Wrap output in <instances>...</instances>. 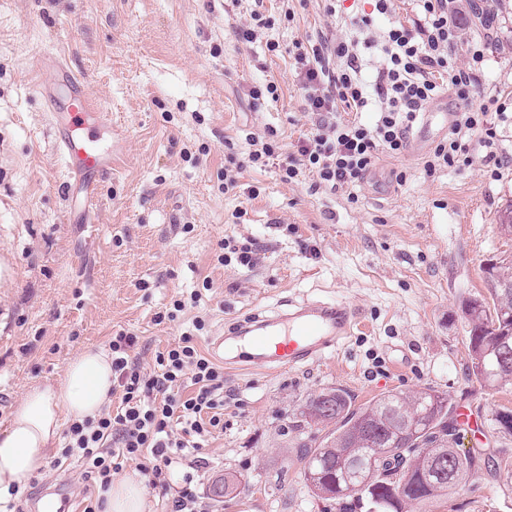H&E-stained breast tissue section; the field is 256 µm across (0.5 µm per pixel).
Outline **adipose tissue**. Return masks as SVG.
Returning a JSON list of instances; mask_svg holds the SVG:
<instances>
[{
  "label": "adipose tissue",
  "mask_w": 512,
  "mask_h": 512,
  "mask_svg": "<svg viewBox=\"0 0 512 512\" xmlns=\"http://www.w3.org/2000/svg\"><path fill=\"white\" fill-rule=\"evenodd\" d=\"M111 357L88 348L65 367L61 379L25 392L10 424L0 432V493L44 467L64 418L96 417L110 403ZM142 477L128 473L112 484L105 512H149Z\"/></svg>",
  "instance_id": "ef3b65f1"
}]
</instances>
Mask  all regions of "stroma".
<instances>
[{"label":"stroma","mask_w":512,"mask_h":512,"mask_svg":"<svg viewBox=\"0 0 512 512\" xmlns=\"http://www.w3.org/2000/svg\"><path fill=\"white\" fill-rule=\"evenodd\" d=\"M464 36L456 55L485 46L483 95L446 93L419 150L380 154L353 190L316 186L309 173L288 183L278 166L236 172L223 191L227 156L245 157L246 134L276 131L284 151L315 130L295 78V45L345 37L371 15L418 19L414 0H394L391 17L369 0H0V430L30 387L60 379L87 347L137 336L150 367L156 352L207 320L201 347L254 311L279 300L340 301L364 322L334 353L308 367L224 369V432L205 448L200 491L237 477L217 512H338L303 477L305 448L323 433L303 423L306 401L326 388L356 404L383 394L431 389L471 418L468 448H494L512 470V436L494 431L495 411L512 410V385L484 388L467 366L468 299H489V264L512 259V236L496 212L512 201V165L490 177L471 140L472 166L425 175L422 160L444 139V112L509 97L500 147L512 155V0H461ZM274 26L251 44L235 30L252 12ZM278 45L268 51L267 41ZM64 61L112 121V173L88 214H70L68 170L54 146L38 81L47 56ZM274 82L277 98L252 99ZM357 195L350 203L349 195ZM250 241V269L217 265L221 239ZM212 288L195 310L156 324L182 292ZM77 460L28 478L15 512H29L55 486L81 498ZM431 512H512V487L485 472Z\"/></svg>","instance_id":"obj_1"}]
</instances>
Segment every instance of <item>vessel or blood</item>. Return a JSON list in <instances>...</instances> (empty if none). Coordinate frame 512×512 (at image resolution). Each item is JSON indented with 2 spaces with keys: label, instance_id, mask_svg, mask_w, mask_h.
<instances>
[{
  "label": "vessel or blood",
  "instance_id": "obj_1",
  "mask_svg": "<svg viewBox=\"0 0 512 512\" xmlns=\"http://www.w3.org/2000/svg\"><path fill=\"white\" fill-rule=\"evenodd\" d=\"M53 71L66 90L59 97L50 87L42 89L48 97L55 146L66 161L70 186L83 190L91 202L96 196V178L112 172V147L100 137L101 132L111 131L112 123L90 95L83 76L61 62ZM356 321V311L344 302L292 300L287 309L255 315L237 329L243 351H233L220 340L215 346L229 364L244 361L269 371L295 368L336 350L352 335Z\"/></svg>",
  "mask_w": 512,
  "mask_h": 512
}]
</instances>
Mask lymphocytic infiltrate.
I'll list each match as a JSON object with an SVG mask.
<instances>
[{
    "mask_svg": "<svg viewBox=\"0 0 512 512\" xmlns=\"http://www.w3.org/2000/svg\"><path fill=\"white\" fill-rule=\"evenodd\" d=\"M422 20L406 26L394 21L372 34L369 19L357 21L342 41L320 39L297 46V79L308 112L319 124L281 166L282 178L294 180L301 169L316 185L330 189L361 182L380 153L399 155L409 145L417 118L443 92L468 98L481 83V51L459 65L454 48L462 39L459 12L452 0H418ZM379 53L368 65L366 50ZM370 112L367 122L336 117L338 105ZM504 110L497 98L476 110L455 113L448 137L438 143L423 168L469 165V141L478 137L487 150L486 164L501 169L508 159L498 153L495 117ZM204 320L197 319L177 342L157 352L151 368L131 356L136 336L118 333L112 352V390L119 404L94 418L75 420L64 434L62 458L77 459L84 483L82 512H104L114 474L135 462L150 489L171 495L172 512H211L198 485L205 466L203 450L224 431V368L198 344ZM180 485H173V476Z\"/></svg>",
    "mask_w": 512,
    "mask_h": 512,
    "instance_id": "lymphocytic-infiltrate-1",
    "label": "lymphocytic infiltrate"
}]
</instances>
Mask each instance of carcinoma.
<instances>
[{"label":"carcinoma","instance_id":"1","mask_svg":"<svg viewBox=\"0 0 512 512\" xmlns=\"http://www.w3.org/2000/svg\"><path fill=\"white\" fill-rule=\"evenodd\" d=\"M489 290L493 307L469 300L464 313L469 376L496 387L512 381V260L494 267ZM448 413V396L435 390L389 393L358 407L342 388L323 390L301 412L306 423L327 430L305 451L304 479L340 512H407L446 498L475 473L498 465L487 453L460 449ZM490 425L511 435L512 412H495Z\"/></svg>","mask_w":512,"mask_h":512}]
</instances>
